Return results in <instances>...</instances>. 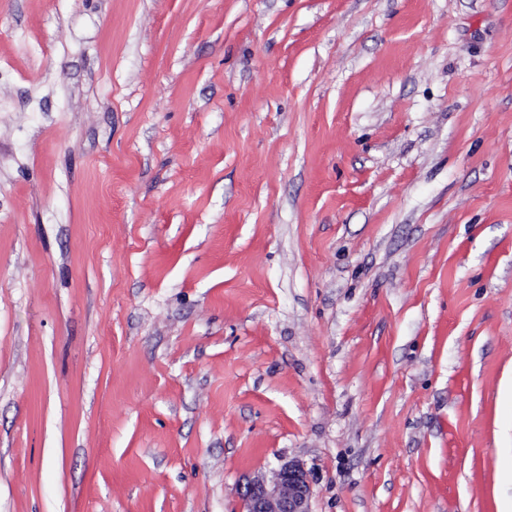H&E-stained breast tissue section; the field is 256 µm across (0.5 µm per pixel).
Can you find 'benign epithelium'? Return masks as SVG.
I'll list each match as a JSON object with an SVG mask.
<instances>
[{"instance_id":"obj_1","label":"benign epithelium","mask_w":512,"mask_h":512,"mask_svg":"<svg viewBox=\"0 0 512 512\" xmlns=\"http://www.w3.org/2000/svg\"><path fill=\"white\" fill-rule=\"evenodd\" d=\"M308 472L298 461L283 463L271 478L256 477L242 492L245 512H310Z\"/></svg>"}]
</instances>
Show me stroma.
<instances>
[{
    "instance_id": "1",
    "label": "stroma",
    "mask_w": 512,
    "mask_h": 512,
    "mask_svg": "<svg viewBox=\"0 0 512 512\" xmlns=\"http://www.w3.org/2000/svg\"><path fill=\"white\" fill-rule=\"evenodd\" d=\"M512 0H0V512L512 498ZM311 485L299 461L283 463L268 480L256 477L242 492L245 512H311Z\"/></svg>"
}]
</instances>
